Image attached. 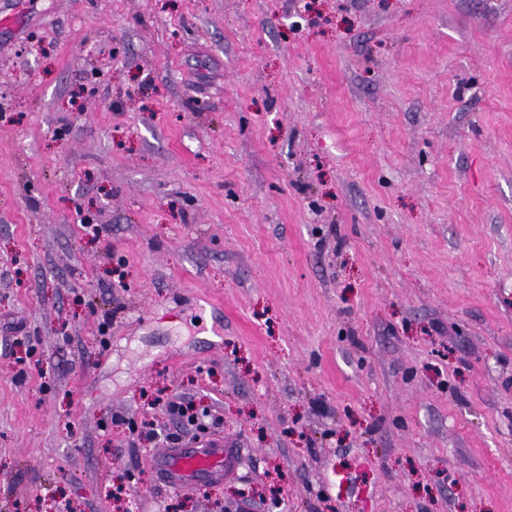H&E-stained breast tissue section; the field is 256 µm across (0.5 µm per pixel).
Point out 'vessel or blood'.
I'll use <instances>...</instances> for the list:
<instances>
[{"instance_id": "obj_1", "label": "vessel or blood", "mask_w": 512, "mask_h": 512, "mask_svg": "<svg viewBox=\"0 0 512 512\" xmlns=\"http://www.w3.org/2000/svg\"><path fill=\"white\" fill-rule=\"evenodd\" d=\"M237 452L220 436H207L179 448L164 449L154 466L156 481L173 488L223 479Z\"/></svg>"}]
</instances>
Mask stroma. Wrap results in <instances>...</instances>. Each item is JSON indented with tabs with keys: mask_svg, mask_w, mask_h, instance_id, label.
<instances>
[{
	"mask_svg": "<svg viewBox=\"0 0 512 512\" xmlns=\"http://www.w3.org/2000/svg\"><path fill=\"white\" fill-rule=\"evenodd\" d=\"M5 15L0 512H512V0ZM152 404L162 406L179 424L175 432L162 434L147 420L141 421L140 425L135 421L131 422L132 444L136 440L155 441L163 435L166 448L154 465L156 481L169 487L182 488L211 480H223L224 473L233 469L237 455L233 445L227 440L224 442V436H207L186 446L170 448L173 447L171 445L182 442V438L189 432L188 426L196 425L204 432L215 431L221 428V419L205 409L201 412L194 411L191 401L182 397H165L161 391ZM204 418L210 419L208 426L203 421Z\"/></svg>",
	"mask_w": 512,
	"mask_h": 512,
	"instance_id": "1",
	"label": "stroma"
}]
</instances>
